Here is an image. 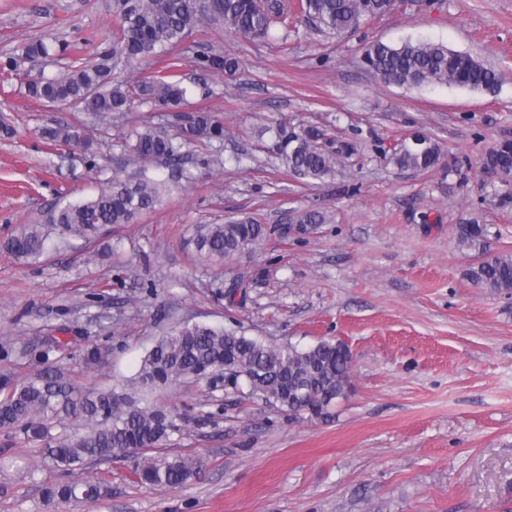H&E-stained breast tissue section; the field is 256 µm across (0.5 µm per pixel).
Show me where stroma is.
Here are the masks:
<instances>
[{
    "instance_id": "1",
    "label": "stroma",
    "mask_w": 512,
    "mask_h": 512,
    "mask_svg": "<svg viewBox=\"0 0 512 512\" xmlns=\"http://www.w3.org/2000/svg\"><path fill=\"white\" fill-rule=\"evenodd\" d=\"M110 4L0 0V61L17 60L16 71H0V241L44 223L60 197L96 194L121 171L132 129L175 135L205 112L224 139L194 141L193 180L90 248L52 235L35 261L0 250V346L12 350L0 373L39 372L28 348L57 328L73 353L110 344L109 364L79 380L118 387L160 336L201 322L301 348L342 341L353 356L350 388L327 419L240 404L203 380L157 391L164 405L222 408L214 425L168 442V453L202 461L170 488L137 482L130 457L64 473L36 444L0 430V512H512V297L465 276L478 256L512 251V210L486 200L502 178L476 166L492 141L512 139V0L399 2L345 37L302 22L253 40L198 23L145 66L190 88L174 112L137 100L94 122L31 97L26 44H71L110 27ZM407 39L479 53L501 83L492 93L384 84L363 63L366 46ZM201 43L237 59L236 72L202 67ZM282 123L316 127L356 151L336 178L300 180L277 153L272 129ZM58 125L98 140L100 154L47 144L42 130ZM414 133L439 145L435 168L402 169L383 156ZM307 209L328 217L315 233L222 261L195 248L201 225L250 216L274 226ZM473 219L490 227L479 253L454 236ZM240 279L245 295L217 294ZM67 479L103 481L112 494L94 504L44 499L45 484Z\"/></svg>"
}]
</instances>
